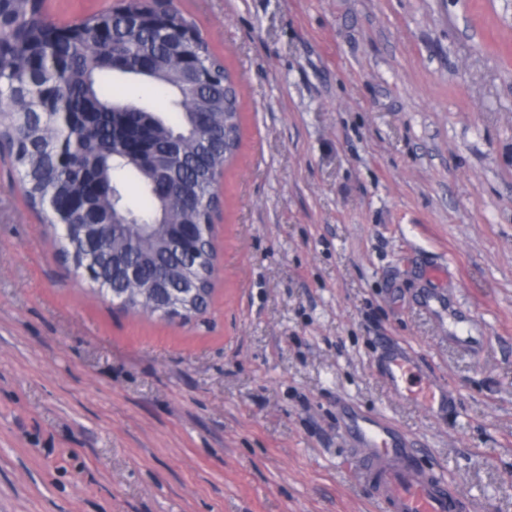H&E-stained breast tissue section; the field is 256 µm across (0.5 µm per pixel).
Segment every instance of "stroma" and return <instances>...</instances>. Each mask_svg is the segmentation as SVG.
Instances as JSON below:
<instances>
[{
    "mask_svg": "<svg viewBox=\"0 0 512 512\" xmlns=\"http://www.w3.org/2000/svg\"><path fill=\"white\" fill-rule=\"evenodd\" d=\"M172 3L241 93L209 306L92 293L0 161V512H380L346 403L469 512H512V0ZM452 297L479 354L425 309ZM389 340L449 416L390 393ZM443 338L459 349L475 351L485 346L487 336L480 335V329L472 316L464 314L449 318L448 336H443Z\"/></svg>",
    "mask_w": 512,
    "mask_h": 512,
    "instance_id": "obj_1",
    "label": "stroma"
}]
</instances>
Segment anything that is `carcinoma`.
<instances>
[{
    "label": "carcinoma",
    "mask_w": 512,
    "mask_h": 512,
    "mask_svg": "<svg viewBox=\"0 0 512 512\" xmlns=\"http://www.w3.org/2000/svg\"><path fill=\"white\" fill-rule=\"evenodd\" d=\"M144 0L92 13L67 35L48 36L44 0H0V147L8 150L30 207L56 231L59 257L102 258L90 280L108 284L112 304L147 313L141 288L164 272L172 287L191 274L197 294L189 314L211 297L208 235L187 253L176 224H213L214 185L240 148L241 97L224 60L201 36L188 47L192 78L155 27H127ZM174 158L190 205L165 187L167 167L153 154ZM141 191L140 208L127 202L124 180ZM69 224H106L107 232L74 248ZM139 268L132 281L112 270V255Z\"/></svg>",
    "instance_id": "cac0c4a2"
}]
</instances>
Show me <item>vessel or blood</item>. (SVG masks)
Returning <instances> with one entry per match:
<instances>
[{
	"label": "vessel or blood",
	"mask_w": 512,
	"mask_h": 512,
	"mask_svg": "<svg viewBox=\"0 0 512 512\" xmlns=\"http://www.w3.org/2000/svg\"><path fill=\"white\" fill-rule=\"evenodd\" d=\"M447 340L465 351L486 344L467 315L449 318ZM378 372L390 391L406 402L434 412L452 411L448 386L423 376L416 353L405 344L384 347ZM347 415L348 457L383 512H466V504L435 469L421 465L404 435L386 417L354 408Z\"/></svg>",
	"instance_id": "b4317fda"
}]
</instances>
